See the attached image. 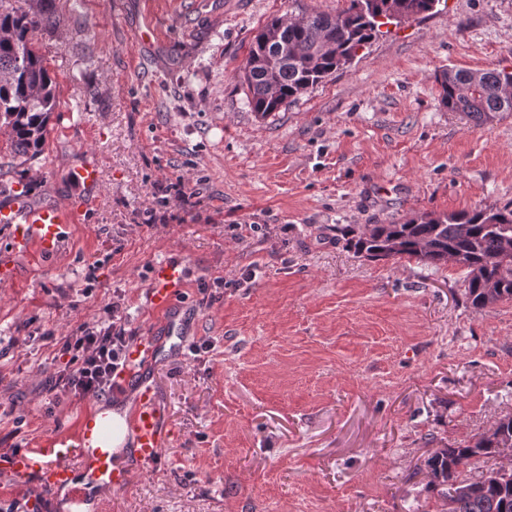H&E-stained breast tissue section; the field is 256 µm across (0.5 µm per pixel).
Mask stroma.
<instances>
[{"mask_svg": "<svg viewBox=\"0 0 512 512\" xmlns=\"http://www.w3.org/2000/svg\"><path fill=\"white\" fill-rule=\"evenodd\" d=\"M348 5L51 0L34 45L57 107L28 162L0 125V204L20 182L35 203L81 198L88 155L101 181L56 255L0 276V455L74 436L92 404L47 392L48 334L118 302L163 337L147 286L168 259L188 271L187 340L212 347L152 364L172 438L153 471L126 456L95 512H443L427 457L512 415V301L474 309L458 266L370 261L341 228L512 201V112L473 124L435 79L512 71V0H439L291 108L252 112L240 70L260 27ZM76 182L87 189H96L100 182V170L95 161L86 160L72 169Z\"/></svg>", "mask_w": 512, "mask_h": 512, "instance_id": "35a3bbf8", "label": "stroma"}]
</instances>
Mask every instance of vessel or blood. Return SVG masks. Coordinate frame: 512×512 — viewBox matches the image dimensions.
<instances>
[{
  "instance_id": "vessel-or-blood-1",
  "label": "vessel or blood",
  "mask_w": 512,
  "mask_h": 512,
  "mask_svg": "<svg viewBox=\"0 0 512 512\" xmlns=\"http://www.w3.org/2000/svg\"><path fill=\"white\" fill-rule=\"evenodd\" d=\"M72 175L88 189L97 188L100 182L99 166L90 160L75 166ZM85 209V204L76 200L43 205L20 195L0 208V222L11 229L13 255L40 258L60 250L69 225L79 223ZM185 286L182 264L164 260L153 264L150 304L173 336L181 333L179 300ZM163 350L162 343L150 336L130 344L126 364L116 378L132 401L122 425H114L107 407L96 406L81 416L74 438H57L45 446L0 457V477L17 482L32 480L55 492L67 490L76 504H83L87 490L117 488L126 481V473L117 462L115 434L119 431L130 440L141 467L155 466L170 440V429L159 393L146 376L145 367Z\"/></svg>"
}]
</instances>
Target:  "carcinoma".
I'll return each instance as SVG.
<instances>
[{
    "label": "carcinoma",
    "instance_id": "1",
    "mask_svg": "<svg viewBox=\"0 0 512 512\" xmlns=\"http://www.w3.org/2000/svg\"><path fill=\"white\" fill-rule=\"evenodd\" d=\"M334 16L311 12L273 17L257 32L242 67L251 111L266 117L286 110L327 77L351 64L391 21L420 18L440 0H349ZM55 24L46 0H0V122L11 130V152L34 159L46 144L56 106L55 82L34 48L35 34ZM441 105L482 123L512 112V72L443 70L436 75ZM348 248L380 261L415 259L425 265L453 262L465 273L467 296L482 310L512 301V202L451 214H425L403 223L372 224L346 231ZM512 442V416L473 442L439 449L426 462L441 475L448 512H512V470L497 463L500 445ZM481 459L488 467L475 480L460 468Z\"/></svg>",
    "mask_w": 512,
    "mask_h": 512
}]
</instances>
